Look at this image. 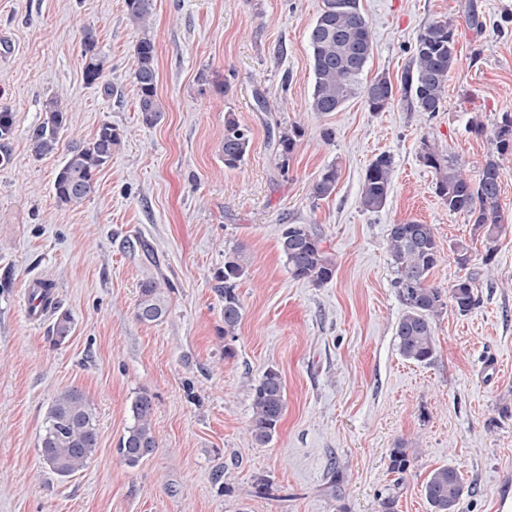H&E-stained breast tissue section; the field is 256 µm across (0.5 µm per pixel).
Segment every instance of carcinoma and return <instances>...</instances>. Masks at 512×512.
Here are the masks:
<instances>
[{
	"instance_id": "cac0c4a2",
	"label": "carcinoma",
	"mask_w": 512,
	"mask_h": 512,
	"mask_svg": "<svg viewBox=\"0 0 512 512\" xmlns=\"http://www.w3.org/2000/svg\"><path fill=\"white\" fill-rule=\"evenodd\" d=\"M128 15L141 31L136 45L134 79L138 87L139 111L147 124L155 123L163 107L157 95L155 66L156 44L149 31L148 19L152 0H126ZM314 76L311 111L335 112L350 99L361 96L368 109L381 112L396 99L418 111L433 114L440 110L448 88V74L458 60L455 26L436 20L417 35L410 63L397 82L382 74L368 83L362 74L372 55L373 41L367 20L358 10L357 0H325L324 8L307 32ZM83 78L88 85L100 83L106 60L98 50L94 29L83 30L81 39ZM43 121L30 136V149L37 157L55 153L59 134L68 123V108L58 95L43 104ZM301 129L294 125L278 132L273 141L282 165L294 152ZM121 141L112 124L100 125L96 134L79 139L69 147L53 182L57 202L74 207L82 204L94 191L98 173L112 160V148ZM250 146V130L229 113L224 117V167L236 169L244 161ZM512 155V113L505 112L493 135V149L479 178L466 175L451 160L424 144L420 159L435 174V192L448 211L465 214L488 238L501 230L500 169L501 159ZM392 158L381 154L369 165L360 196V206L378 212L386 204L391 181ZM339 178L335 165H329L312 185L317 199L336 191ZM322 234L312 224H285L279 237V249L286 259L288 272L298 280L321 286L333 280L336 265L323 246ZM388 251L395 272L394 287L403 305L395 327L397 348L401 356L417 363H429L436 355L433 325L452 301L461 313L476 304L471 278H460L448 289L435 288L428 278L440 257V245L429 224L406 221L388 229ZM245 274V263L237 257L224 259L218 272L224 294V337H235L242 318V307L235 293L236 282ZM160 282L142 283L138 318L156 322L165 314L158 292ZM286 409L284 384L280 373L266 370L254 386L250 433L259 444L270 442ZM133 424L120 440L122 460L134 467L156 448L152 426V398L141 393L130 407ZM98 445L96 414L90 400L78 389L58 394L48 407L39 437L42 459L59 476H70L83 469ZM409 448H393L388 469L399 476L413 462ZM431 512H456L464 495L465 484L450 466L434 469L423 485Z\"/></svg>"
}]
</instances>
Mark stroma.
Returning <instances> with one entry per match:
<instances>
[{"mask_svg": "<svg viewBox=\"0 0 512 512\" xmlns=\"http://www.w3.org/2000/svg\"><path fill=\"white\" fill-rule=\"evenodd\" d=\"M486 22L469 30L466 5ZM324 0H153L163 112L144 123L133 78L139 29L126 0H0V107L14 124L0 143V512H430L427 475L451 466L468 489L457 512H494L512 471V157L501 162L503 227L485 237L435 193L423 144L478 178L488 137L512 113V0H358L374 51L364 81L396 78L417 34L433 21L456 27L459 61L440 112L395 101L369 111L363 97L311 111L306 33ZM93 28L107 69L82 77L80 42ZM226 82L215 91L211 80ZM62 94L69 124L55 155L32 154L43 104ZM251 132L243 164L224 167V116ZM480 117L487 133L469 130ZM105 122L122 136L81 205H60L53 182L72 140ZM301 126L288 162L268 127ZM335 133L333 141L322 136ZM393 160L383 209L359 205L365 173ZM336 165L335 194L312 185ZM432 225L441 259L428 282L474 278L478 303L444 308L436 356L405 360L395 340L403 312L388 253L390 225ZM321 230L336 275L321 286L294 279L279 250L283 225ZM470 261L459 266L456 245ZM155 259L147 261L144 249ZM247 265L235 292L242 319L225 340L215 273L226 256ZM492 266H485L486 255ZM163 284L164 317H137L140 285ZM55 285L56 314L31 320L28 285ZM69 314L65 338L52 333ZM233 356H225V347ZM284 381L286 410L264 445L251 434L253 387L267 368ZM91 400L99 445L63 479L38 448L54 397ZM154 402L157 446L138 466L117 448L132 399ZM413 449L403 478L392 448Z\"/></svg>", "mask_w": 512, "mask_h": 512, "instance_id": "35a3bbf8", "label": "stroma"}]
</instances>
